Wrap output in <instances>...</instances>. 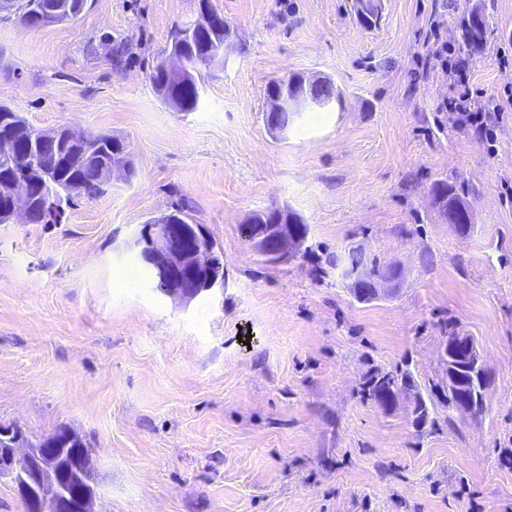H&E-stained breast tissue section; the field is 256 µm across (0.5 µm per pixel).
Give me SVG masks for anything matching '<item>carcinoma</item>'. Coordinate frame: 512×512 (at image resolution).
<instances>
[{"mask_svg": "<svg viewBox=\"0 0 512 512\" xmlns=\"http://www.w3.org/2000/svg\"><path fill=\"white\" fill-rule=\"evenodd\" d=\"M54 0H16L21 22L30 28L58 24L75 18L87 7L88 0H72V13L56 15L44 14V5ZM494 37L482 10L474 9L463 19L462 40L457 53L471 61L482 53ZM171 48L182 59V66L173 70L167 67V56L161 54L151 67L148 79L157 94L165 103L180 112H193L200 103L201 90L207 67L212 58L224 49V32L214 31L197 25L178 28L171 37ZM286 93L290 97L301 94L311 95L316 102L325 104L341 101L342 90L328 80L310 81L299 73L286 77L274 78L267 87V95ZM11 130L18 140L30 139L38 128L30 124L11 107L0 103V134ZM117 138L108 133L99 132L87 142H76L62 146L61 156L50 164L47 161L33 162L26 153H16L11 157H0V184L21 174L28 178L35 187L36 205L44 204L40 195L43 181L42 168L52 166L55 185L49 187L52 194L61 197L77 196L95 200L107 193L103 189L104 170L112 163V146ZM433 204L440 216L454 226L455 231L465 234L471 226L461 225L458 208L466 204V187L461 182L437 180L432 185ZM338 272L347 281V288L361 302H371L373 297L361 294V289L372 282L385 283L397 277V264L382 265L377 260H367L358 249L328 253L319 258V277L329 276L328 270ZM411 375L404 370H372L363 377V392L374 402H379L378 394L385 388L401 386L410 387Z\"/></svg>", "mask_w": 512, "mask_h": 512, "instance_id": "1", "label": "carcinoma"}]
</instances>
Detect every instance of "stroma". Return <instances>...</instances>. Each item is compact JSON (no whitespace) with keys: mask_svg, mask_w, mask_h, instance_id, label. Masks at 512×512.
Returning <instances> with one entry per match:
<instances>
[{"mask_svg":"<svg viewBox=\"0 0 512 512\" xmlns=\"http://www.w3.org/2000/svg\"><path fill=\"white\" fill-rule=\"evenodd\" d=\"M243 53L213 65L196 111L147 75L198 0H88L39 29L0 13V103L31 124L106 132L135 174L78 199L58 224H0V423L30 440L79 433L97 461L96 512H512V119L487 145L444 107L457 47L484 10L490 49L470 65L488 97L512 86V0H211ZM131 40L128 58L111 46ZM303 73L341 102L265 122L266 87ZM464 181L474 224L459 235L432 203ZM224 256L223 291L183 306L158 292L128 242L177 203ZM286 206L309 226L306 256L268 262L238 226ZM360 247L398 262L371 303L316 257ZM471 336L493 383L477 417L432 396L447 381L449 329ZM408 364L437 425L409 395L364 399L373 368Z\"/></svg>","mask_w":512,"mask_h":512,"instance_id":"stroma-1","label":"stroma"}]
</instances>
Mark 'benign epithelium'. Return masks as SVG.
Returning <instances> with one entry per match:
<instances>
[{
  "instance_id": "1",
  "label": "benign epithelium",
  "mask_w": 512,
  "mask_h": 512,
  "mask_svg": "<svg viewBox=\"0 0 512 512\" xmlns=\"http://www.w3.org/2000/svg\"><path fill=\"white\" fill-rule=\"evenodd\" d=\"M312 105V101L270 98L268 129L275 134L286 132L287 127L278 122L283 111L297 112L303 106ZM8 193L11 198L10 222L28 223L31 184L19 178L10 184ZM262 229L261 234L253 237L251 245L264 257L282 260L301 247L304 228L300 224H284L277 220ZM133 246L148 266L164 272L168 285L161 289V293L184 306L205 292L224 288L223 256L213 251L201 224H178L167 212L139 225ZM460 353L471 362L465 374L456 364ZM443 356L448 365V384L468 388V392L459 397V409L474 414L471 400L485 397L492 383V375L476 343L465 338L455 350L443 351ZM2 437L9 441L8 447H0V462L20 480L16 491L26 499L29 512H93L97 486L91 471L83 465V459L72 456L69 463H63L67 449L55 442H32L17 425L1 424Z\"/></svg>"
}]
</instances>
